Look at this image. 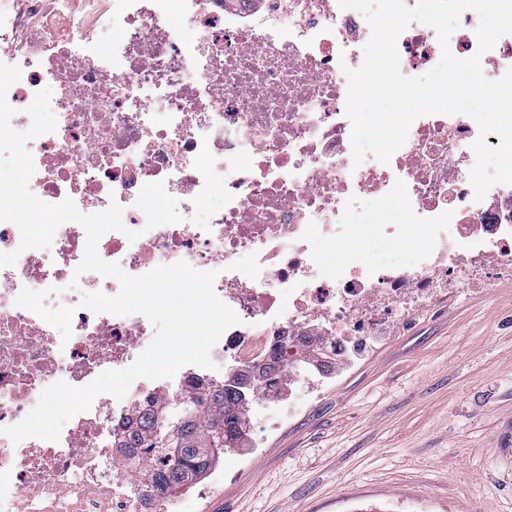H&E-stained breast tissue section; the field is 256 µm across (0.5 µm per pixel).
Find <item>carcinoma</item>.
<instances>
[{"label":"carcinoma","mask_w":512,"mask_h":512,"mask_svg":"<svg viewBox=\"0 0 512 512\" xmlns=\"http://www.w3.org/2000/svg\"><path fill=\"white\" fill-rule=\"evenodd\" d=\"M157 409L159 423L144 425V443L154 461L150 482L161 492L176 491L186 476L205 471L218 457L215 449L234 447L243 432L241 394L227 385L189 402L161 401ZM170 448L177 449L173 457Z\"/></svg>","instance_id":"cac0c4a2"}]
</instances>
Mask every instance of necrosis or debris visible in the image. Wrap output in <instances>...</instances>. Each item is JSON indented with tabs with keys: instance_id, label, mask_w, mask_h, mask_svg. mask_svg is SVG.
I'll return each instance as SVG.
<instances>
[{
	"instance_id": "necrosis-or-debris-1",
	"label": "necrosis or debris",
	"mask_w": 512,
	"mask_h": 512,
	"mask_svg": "<svg viewBox=\"0 0 512 512\" xmlns=\"http://www.w3.org/2000/svg\"><path fill=\"white\" fill-rule=\"evenodd\" d=\"M111 44L94 39L98 19ZM479 16L463 11L448 47L414 22L399 35L400 71L435 67L443 49L479 56L483 75L512 68V34L479 52ZM371 29L339 0H13L0 16V60L21 77L7 90L12 124L31 125L25 101L55 86L54 132L31 139L33 195L71 199L85 214L119 204L125 232L98 241L99 257L131 276L179 261L215 272L217 297L239 318L210 351L212 368L136 379L124 398L98 395L58 440L13 442L42 391L83 387L136 362L155 327L144 315L96 314L84 295H117L116 278L77 273L81 224L60 225L49 247L21 249V232L0 222V512H177L174 495L146 490L149 461L126 441L151 400L180 398L189 381L217 389L254 372L245 396L260 421L284 384L316 394L348 342L406 323L466 285L512 277V185L475 200L470 171L480 130L465 114L415 119L389 163H355L344 68L361 67L357 47ZM162 183L182 222L147 228L136 205L144 185ZM221 209L199 210L215 194ZM405 203L409 224L381 233L419 241L414 266L329 262L309 249L356 242L346 210L364 195ZM138 231L129 240L127 230ZM251 267L242 270L241 256ZM68 323L60 333L45 316Z\"/></svg>"
}]
</instances>
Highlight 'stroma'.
Instances as JSON below:
<instances>
[{"mask_svg": "<svg viewBox=\"0 0 512 512\" xmlns=\"http://www.w3.org/2000/svg\"><path fill=\"white\" fill-rule=\"evenodd\" d=\"M353 245L313 248L353 262H409L415 241L377 232L407 221L373 200L350 211ZM262 448L255 427L221 452L209 474L178 491L180 512H512V279L463 289L393 329L334 375L317 398L296 390L270 405Z\"/></svg>", "mask_w": 512, "mask_h": 512, "instance_id": "35a3bbf8", "label": "stroma"}]
</instances>
